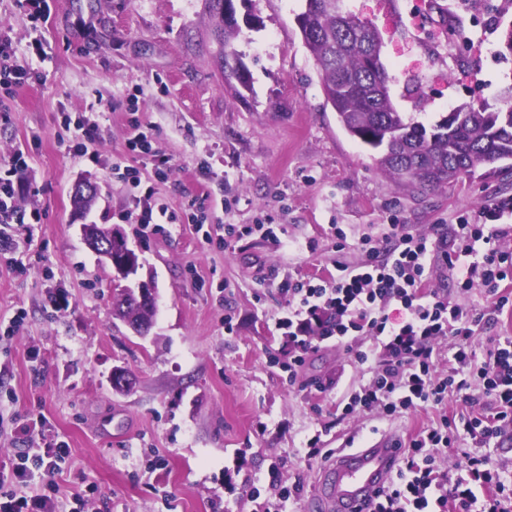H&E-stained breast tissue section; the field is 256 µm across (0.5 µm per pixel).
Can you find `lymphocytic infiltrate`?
<instances>
[{"label":"lymphocytic infiltrate","mask_w":512,"mask_h":512,"mask_svg":"<svg viewBox=\"0 0 512 512\" xmlns=\"http://www.w3.org/2000/svg\"><path fill=\"white\" fill-rule=\"evenodd\" d=\"M512 203L501 200L477 216H457L456 248L444 253L456 286L466 293L484 290L487 306L478 310L427 285L434 245L401 224H387L380 236L365 235L357 247L361 262H336L330 278L291 277L281 285L287 295L288 337L294 353L288 378L296 380L314 341L335 340L373 375L342 405L346 414L374 413L392 420L421 404L438 410L439 419L403 441L399 468L373 512H512V475L497 468L484 447L512 433V338L497 341L477 355L476 326L504 309L512 310V237L504 223ZM399 318H391V311ZM371 339L367 349L358 340ZM449 339L446 369L436 367L434 346ZM480 383L489 411L449 418V395H465ZM471 441L457 478L436 465L437 454ZM69 454L65 442L24 449L8 468L0 467V512H61L51 499L26 491L31 466L52 477Z\"/></svg>","instance_id":"lymphocytic-infiltrate-1"}]
</instances>
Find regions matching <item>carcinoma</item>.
Wrapping results in <instances>:
<instances>
[{"mask_svg":"<svg viewBox=\"0 0 512 512\" xmlns=\"http://www.w3.org/2000/svg\"><path fill=\"white\" fill-rule=\"evenodd\" d=\"M227 0H207L210 19L224 34V80H235L237 93L253 91L252 75L233 42L240 36L238 18L224 15ZM299 31L320 74L326 103L340 127L375 151L376 168L417 196H429L464 173L479 167L496 173L512 160V89L502 94L506 108L489 112L487 105L457 108L431 127L394 107L384 65L382 40L374 25L343 8V0H306ZM120 320L135 316L152 322L144 308L113 303Z\"/></svg>","mask_w":512,"mask_h":512,"instance_id":"cac0c4a2","label":"carcinoma"}]
</instances>
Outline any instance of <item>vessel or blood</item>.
I'll use <instances>...</instances> for the list:
<instances>
[{"mask_svg":"<svg viewBox=\"0 0 512 512\" xmlns=\"http://www.w3.org/2000/svg\"><path fill=\"white\" fill-rule=\"evenodd\" d=\"M399 443L383 432L361 448L337 450L314 481L315 512H372L396 470Z\"/></svg>","mask_w":512,"mask_h":512,"instance_id":"b4317fda","label":"vessel or blood"}]
</instances>
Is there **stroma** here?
Masks as SVG:
<instances>
[{"label": "stroma", "instance_id": "1", "mask_svg": "<svg viewBox=\"0 0 512 512\" xmlns=\"http://www.w3.org/2000/svg\"><path fill=\"white\" fill-rule=\"evenodd\" d=\"M471 0H345L371 22L398 111L431 125L453 108L499 106L512 85L500 54L512 6L472 11ZM303 0H241L235 47L254 92L240 98L220 69L221 40L205 0H0V37L24 78L0 89V164L20 157L14 201L23 221L0 223V464L28 447L26 424L69 456L52 483L63 500L85 490L89 512H255L257 498L298 485L282 512H308L315 473L336 449L360 446L374 424L336 412L339 394L367 382L344 349L325 344L289 382L281 282L324 277L336 256L357 263L358 238L396 222L452 249L457 216L512 198V175L480 167L445 190L413 198L380 173L326 103L295 17ZM41 42L43 57L29 54ZM94 120L92 155L77 125ZM141 124L168 158L140 184L117 178ZM83 180L92 207L72 202ZM157 205L175 224L143 227L127 213ZM205 213L204 231L186 221ZM116 225L154 276L158 313L148 335L112 315L111 269L80 227ZM236 225L229 244L208 241ZM347 234L337 253L331 225ZM286 232L276 244L273 233ZM134 378L113 391V368ZM319 436V454L306 442Z\"/></svg>", "mask_w": 512, "mask_h": 512}]
</instances>
